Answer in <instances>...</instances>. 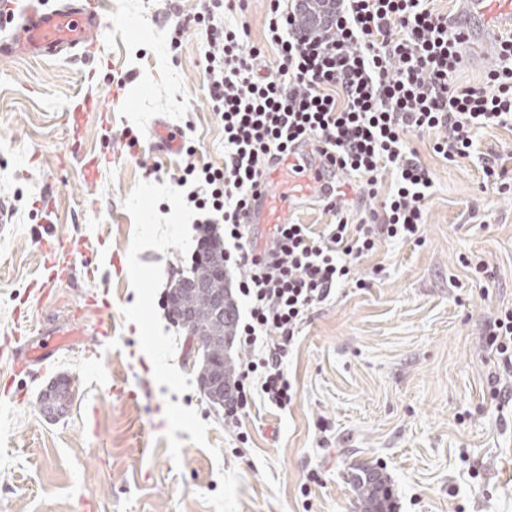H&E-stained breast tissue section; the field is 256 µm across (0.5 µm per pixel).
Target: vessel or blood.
Returning <instances> with one entry per match:
<instances>
[{
    "mask_svg": "<svg viewBox=\"0 0 512 512\" xmlns=\"http://www.w3.org/2000/svg\"><path fill=\"white\" fill-rule=\"evenodd\" d=\"M461 10L470 40L490 42L502 32H512V0H461ZM103 24L100 0H66L52 10L43 8L41 0H29L15 33L0 40V54L53 57L98 43ZM341 180V172L320 144L313 140L295 143L286 156L266 169L262 186L247 210L244 221L252 237L262 244L269 242L274 225L287 223L290 215L330 197ZM69 339V332L57 330L13 348L12 372L26 373L54 360Z\"/></svg>",
    "mask_w": 512,
    "mask_h": 512,
    "instance_id": "obj_1",
    "label": "vessel or blood"
}]
</instances>
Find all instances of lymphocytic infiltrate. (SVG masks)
Returning <instances> with one entry per match:
<instances>
[{"mask_svg":"<svg viewBox=\"0 0 512 512\" xmlns=\"http://www.w3.org/2000/svg\"><path fill=\"white\" fill-rule=\"evenodd\" d=\"M430 2L331 0L306 23L299 13L308 0L297 8L270 0L262 47L231 0H205L193 19L205 44L203 82L224 128V165L197 164L189 146L172 181L196 215L200 244L223 225L224 264L241 271L247 316L233 337L249 357L224 404L228 418L254 394L290 405L288 355L310 312L354 282L356 260L381 243L420 241L434 181L409 134L432 135L434 151L452 161L475 153L480 129H512V35L496 41L497 63L483 81L458 83L467 37ZM303 139L321 143L354 178L357 203L327 202L334 220L319 230L275 225L271 246L259 247L240 215L263 166ZM484 343L496 360L490 392L511 402L512 308L487 321Z\"/></svg>","mask_w":512,"mask_h":512,"instance_id":"lymphocytic-infiltrate-1","label":"lymphocytic infiltrate"}]
</instances>
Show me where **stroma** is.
Segmentation results:
<instances>
[{"instance_id":"stroma-1","label":"stroma","mask_w":512,"mask_h":512,"mask_svg":"<svg viewBox=\"0 0 512 512\" xmlns=\"http://www.w3.org/2000/svg\"><path fill=\"white\" fill-rule=\"evenodd\" d=\"M202 7L105 0L102 51L0 55V198L13 208L0 230V512H359V465L387 477L391 512H512V403L490 393L482 340L512 307V193L484 184L477 157L435 154L431 137L409 139L434 180L421 242L382 244L357 266L363 286L314 310L288 356L296 399L252 400L233 426L210 408L164 302L197 231L171 180L182 157L156 147L181 129L197 161L224 163L203 39L191 30L169 48ZM87 93L99 109L79 124L70 108ZM74 146L99 159L93 180ZM50 250L78 273L44 296ZM23 311L30 328L81 334L15 378ZM62 377L72 393L50 420L39 395Z\"/></svg>"}]
</instances>
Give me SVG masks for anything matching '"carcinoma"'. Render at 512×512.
<instances>
[{"label": "carcinoma", "mask_w": 512, "mask_h": 512, "mask_svg": "<svg viewBox=\"0 0 512 512\" xmlns=\"http://www.w3.org/2000/svg\"><path fill=\"white\" fill-rule=\"evenodd\" d=\"M222 250L224 245L221 243L209 246L205 262L193 268L192 276L177 280L167 295L168 310H187L193 320L195 331L207 336L210 335L213 324L211 303L208 296L193 287L194 276L202 275L206 269L212 270L211 283L214 291L219 294L224 293V275L221 271L222 261H224ZM220 321L219 340L210 345L209 355L203 357L200 374L203 377L212 375L217 369L224 377V382L228 383L235 378L236 366L234 361L224 356V344L233 322L236 321V314L227 304L220 312ZM352 487L363 512H386L385 503L389 499V489L378 471L367 466L359 467L358 472L352 474Z\"/></svg>", "instance_id": "cac0c4a2"}]
</instances>
